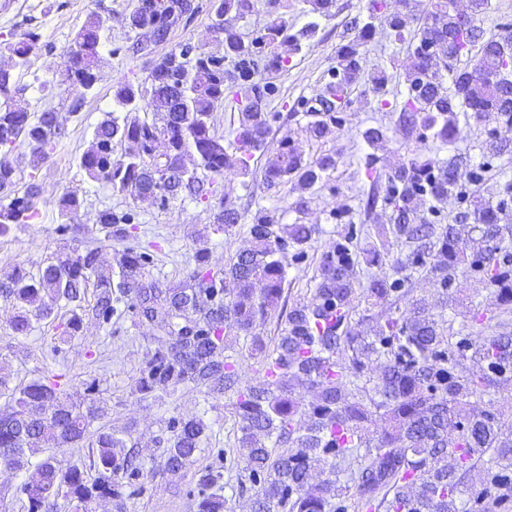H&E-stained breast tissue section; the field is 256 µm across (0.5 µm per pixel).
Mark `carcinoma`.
<instances>
[{
  "label": "carcinoma",
  "mask_w": 512,
  "mask_h": 512,
  "mask_svg": "<svg viewBox=\"0 0 512 512\" xmlns=\"http://www.w3.org/2000/svg\"><path fill=\"white\" fill-rule=\"evenodd\" d=\"M284 2L267 0L273 19L246 40L234 21L251 14L255 0H216L211 32L224 42L225 55L239 59V68L226 71L221 61L201 53L192 57L189 43L156 60L145 85L124 83L114 97L117 107L141 109L152 119L106 113L79 157L80 169L134 199L153 194L159 174L166 172L174 182L159 205L184 193L208 202L214 178L246 172L256 152L269 151L266 188L295 183L302 195L293 211L305 213L310 198L304 192L327 181L340 156L327 152L309 160L288 137L275 146L268 141L265 109L278 91L275 80L302 50V40L317 30L315 22L294 30L280 12ZM395 3L390 10L368 0L366 18L349 22L352 38L336 48L333 80L316 95L332 107L308 110L309 137L332 135L336 113L352 104L361 48L380 17L395 40L410 44L407 97L399 115L403 129L431 131L451 143L461 136L460 112L485 127L511 126L512 79L504 57L512 55V35L486 39L477 25L461 36L455 0H428L421 11L412 0ZM177 4L138 0L126 23L132 30H167ZM106 26L102 14H91L75 35L78 53L68 52L60 73L59 84L77 93L75 111L98 81ZM4 49L24 65L39 49V34L26 31ZM267 52L227 143L215 134L212 114L225 93L252 77L254 58ZM29 89L13 70L0 69L1 190L15 187L23 173L9 160L15 149L24 148L21 162L37 170L64 136L53 113L33 121L14 107V98ZM119 144L135 150L115 159ZM481 149L484 155L512 156V139L492 136ZM372 159L364 213L370 216L379 205L391 209L390 227L379 235L392 234L400 253L392 255L384 242L367 244L366 263L378 272L361 284L352 253L356 231L348 226L322 254L311 299L293 301L278 322L271 349L259 328L284 300L288 268L305 259L319 229L284 224L264 208L248 228L250 247L219 269L202 248L193 270L176 284L150 277V254L138 245L124 247L106 265L95 248L83 254L59 250L36 276L18 266L0 280V299L13 309L11 328L26 334L31 320L51 317L62 301L74 304L63 330L69 337L86 321L108 324L121 307L133 311L158 343L140 370V393L192 386L235 397L244 463L237 484L252 493V512H512V421L472 402L512 385V325L487 315L492 307L512 305V183H504L503 198L494 203L460 183V155L446 163L417 155L384 176L373 170ZM33 188L31 183L22 195L0 203V236L38 216L39 193ZM451 196L464 210L454 223L440 224L434 217ZM132 220L128 213L106 210L97 224L105 239L127 240ZM241 220L236 208L218 200L214 231L229 234ZM462 266L479 276L486 296L476 302L471 323L456 330L444 311L455 301L452 285ZM420 270L436 291L434 302L414 294L412 277ZM91 281L96 298L86 308L81 300ZM357 297L364 302L359 315ZM491 327L496 332L486 334ZM232 334L244 338L247 359L257 364L251 384L241 385L238 361L225 354ZM372 363L376 374L365 380ZM299 389L312 392L313 399L305 401ZM85 392L77 403L59 382L36 379L12 393V412L0 416V463L28 472L19 487L27 512H92L98 498L110 499L113 512H127L124 487L142 475L137 443L129 431L105 424L89 431L105 418V409L96 398V382ZM210 431L200 416L169 420L158 469L178 472L193 463ZM83 444L97 449L93 475L75 465L64 469L56 458V451ZM41 453L44 458L30 468L31 457ZM223 479L219 470H202L197 512H224Z\"/></svg>",
  "instance_id": "obj_1"
}]
</instances>
